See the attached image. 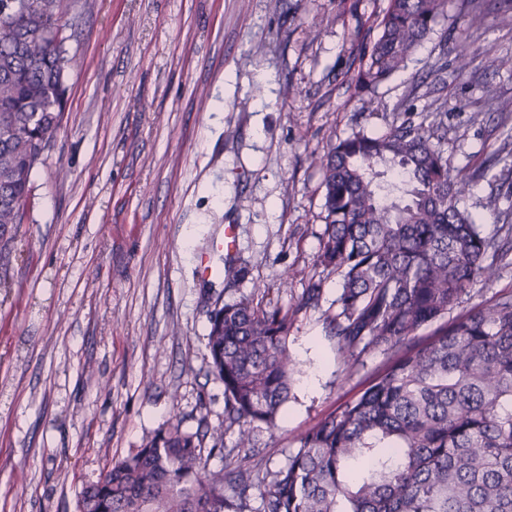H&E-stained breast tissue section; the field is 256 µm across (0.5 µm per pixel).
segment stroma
<instances>
[{"label": "stroma", "mask_w": 512, "mask_h": 512, "mask_svg": "<svg viewBox=\"0 0 512 512\" xmlns=\"http://www.w3.org/2000/svg\"><path fill=\"white\" fill-rule=\"evenodd\" d=\"M387 0H74L62 128L33 176L22 224L0 228V512H79L80 494L164 424L224 426L206 349L216 296L288 310L297 374L254 450L285 465L299 435L354 399L385 363L337 353L324 317L338 277L318 261L322 175L312 152L380 133L404 109L444 113L452 170L485 169L460 202L484 235L512 224V14L467 0L375 92L353 80ZM66 178H57V170ZM501 195L500 213L485 211ZM234 225L229 255L212 253ZM232 267L235 278L219 276ZM289 280L281 292V280ZM318 308L294 311L309 282Z\"/></svg>", "instance_id": "1"}]
</instances>
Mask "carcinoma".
<instances>
[{
  "label": "carcinoma",
  "mask_w": 512,
  "mask_h": 512,
  "mask_svg": "<svg viewBox=\"0 0 512 512\" xmlns=\"http://www.w3.org/2000/svg\"><path fill=\"white\" fill-rule=\"evenodd\" d=\"M19 3L0 0V226L22 223L36 166L62 126L70 62L59 20L71 0ZM447 17L448 0H388L358 86L373 91L404 70ZM478 53L512 68L492 45H461L459 73ZM438 116L404 111L384 132L355 131L313 158L324 200L318 260L340 278L328 334L350 368L368 349L388 362L265 472L259 512H512V294L453 314L473 283L498 277L512 225L489 238L480 217L459 209L487 169H448ZM321 296L314 282L296 307ZM288 331L281 308L214 300L206 348L237 448L274 429L288 402ZM223 446L220 431L169 423L113 462L80 512H244L259 462L245 454L208 471Z\"/></svg>",
  "instance_id": "1"
}]
</instances>
